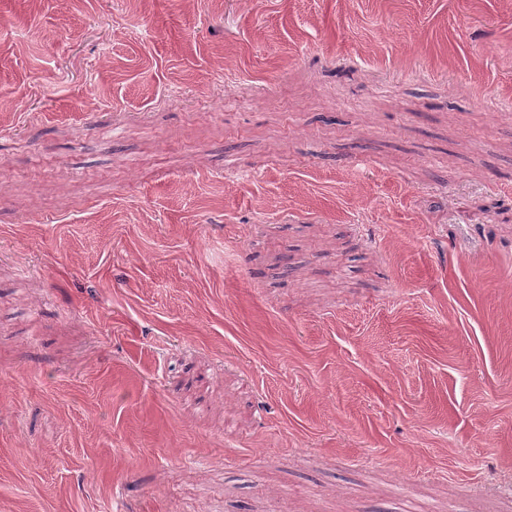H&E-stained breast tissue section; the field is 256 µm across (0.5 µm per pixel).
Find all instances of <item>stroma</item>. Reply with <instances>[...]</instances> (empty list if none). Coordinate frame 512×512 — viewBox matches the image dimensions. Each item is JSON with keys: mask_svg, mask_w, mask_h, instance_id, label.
I'll use <instances>...</instances> for the list:
<instances>
[{"mask_svg": "<svg viewBox=\"0 0 512 512\" xmlns=\"http://www.w3.org/2000/svg\"><path fill=\"white\" fill-rule=\"evenodd\" d=\"M512 0H0V512H512Z\"/></svg>", "mask_w": 512, "mask_h": 512, "instance_id": "obj_1", "label": "stroma"}]
</instances>
